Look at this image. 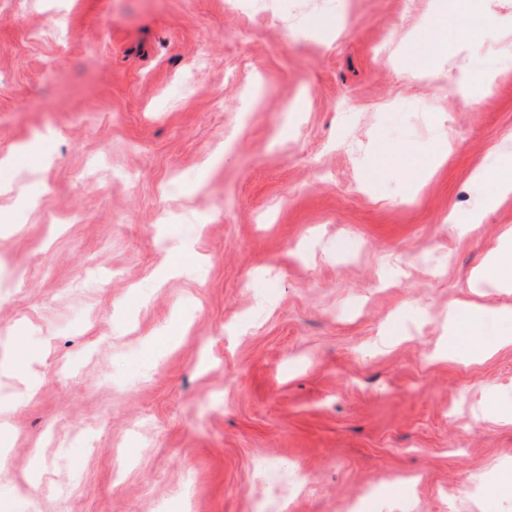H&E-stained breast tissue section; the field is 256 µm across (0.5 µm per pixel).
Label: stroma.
I'll return each mask as SVG.
<instances>
[{
	"mask_svg": "<svg viewBox=\"0 0 512 512\" xmlns=\"http://www.w3.org/2000/svg\"><path fill=\"white\" fill-rule=\"evenodd\" d=\"M511 157L512 0H0V512H512ZM512 194V177L500 178L493 182L490 192L486 195L482 207L473 212L468 224H481L485 214L491 210L499 197ZM503 245L492 251L486 258L480 276L507 269L510 276L498 281L502 288H512V228L502 235ZM500 317H511L512 306H504L496 311L489 312L478 306L453 303L448 305V332L456 336L461 330L468 332L469 336H481L478 326L482 325L490 314ZM506 347H512V334L496 336L491 341L473 342L449 355L447 352L446 357L457 358L462 362H476L488 357L492 351Z\"/></svg>",
	"mask_w": 512,
	"mask_h": 512,
	"instance_id": "1",
	"label": "stroma"
}]
</instances>
